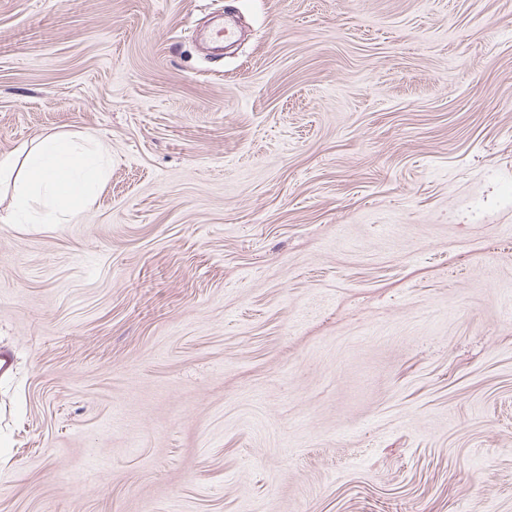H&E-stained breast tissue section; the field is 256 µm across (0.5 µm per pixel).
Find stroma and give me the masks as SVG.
<instances>
[{"mask_svg": "<svg viewBox=\"0 0 512 512\" xmlns=\"http://www.w3.org/2000/svg\"><path fill=\"white\" fill-rule=\"evenodd\" d=\"M62 132L0 512H512V0H0V153Z\"/></svg>", "mask_w": 512, "mask_h": 512, "instance_id": "obj_1", "label": "stroma"}]
</instances>
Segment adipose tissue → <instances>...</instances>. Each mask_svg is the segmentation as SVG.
Masks as SVG:
<instances>
[{
    "label": "adipose tissue",
    "instance_id": "adipose-tissue-1",
    "mask_svg": "<svg viewBox=\"0 0 512 512\" xmlns=\"http://www.w3.org/2000/svg\"><path fill=\"white\" fill-rule=\"evenodd\" d=\"M100 173L95 158L78 152L65 134H50L35 146L0 154V184L7 185L12 200L8 223H21L38 202L49 207L55 223L74 222Z\"/></svg>",
    "mask_w": 512,
    "mask_h": 512
}]
</instances>
